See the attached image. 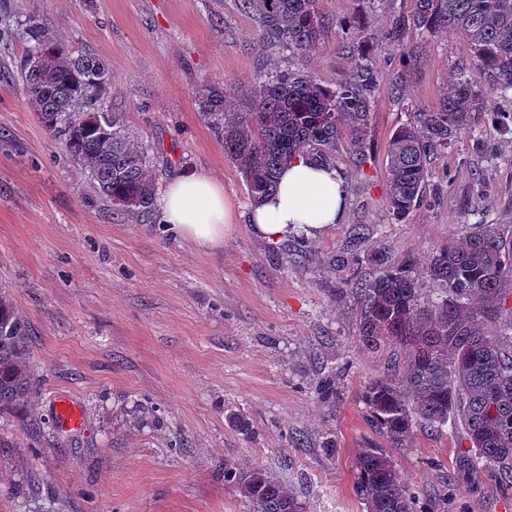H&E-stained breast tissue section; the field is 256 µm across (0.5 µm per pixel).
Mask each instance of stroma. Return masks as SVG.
<instances>
[{
	"label": "stroma",
	"mask_w": 512,
	"mask_h": 512,
	"mask_svg": "<svg viewBox=\"0 0 512 512\" xmlns=\"http://www.w3.org/2000/svg\"><path fill=\"white\" fill-rule=\"evenodd\" d=\"M0 23V291L29 321L30 408L0 412V512H252L224 465L260 466L306 512H366L359 452L383 439L363 395L392 350L359 339V298L344 278L411 262L424 298L428 260L475 224L512 223V134L480 123L431 155L419 205L388 206L387 149L418 108L433 109L453 66L485 84L456 32L426 37L413 58L384 38L414 0H319L325 34L307 58L264 43L238 0H6ZM32 15L110 69L105 110L127 116L157 188L191 170L220 180L236 214L223 247L203 250L101 195L54 144L23 96L17 31ZM377 77L364 149L342 138L328 162L347 185L341 223L279 244L255 236L238 168L197 109L201 86L279 72L322 86ZM334 395H321L324 383ZM80 428L61 426L57 402ZM245 419L241 430L237 419ZM453 428L416 431L393 452L420 512H512V491L478 471L454 489Z\"/></svg>",
	"instance_id": "35a3bbf8"
}]
</instances>
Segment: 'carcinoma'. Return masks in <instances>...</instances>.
<instances>
[{"mask_svg": "<svg viewBox=\"0 0 512 512\" xmlns=\"http://www.w3.org/2000/svg\"><path fill=\"white\" fill-rule=\"evenodd\" d=\"M267 40L306 58L324 33L318 0H239ZM451 30L468 41L474 64L485 75L475 88L457 75L439 106L415 112L414 120L391 136L387 152L390 209L406 217L422 197L431 153L448 148L456 135L480 120L512 133V113L490 112L487 98L512 90V0H415L410 15L395 18L386 39L407 57L411 31ZM27 50L17 63L22 88L40 122L98 191L126 211L146 214L156 200V175L144 153L129 141L122 113L101 110L109 90V67L96 56L73 53L32 19L22 32ZM374 75L361 65L359 81L328 89L298 73L266 77L239 88L212 83L196 92L198 112L224 142L252 201L273 193L277 174L295 155L315 151L322 158L345 135L363 143L369 125ZM439 291L421 298L408 266L365 282L346 280L339 291L361 297L359 337L372 351L403 353L392 374L372 382L363 401L374 430L388 447H410L416 428L439 431L461 426L455 486L472 493L480 466L492 469L512 491V351L488 325L505 321L512 329V230L477 224L448 238L429 263ZM29 322L0 295V411L32 402ZM356 491L367 512H417L415 488L400 476L383 448L363 449L355 462ZM224 481L250 502L253 512H305L286 484L258 467L224 465Z\"/></svg>", "mask_w": 512, "mask_h": 512, "instance_id": "carcinoma-1", "label": "carcinoma"}]
</instances>
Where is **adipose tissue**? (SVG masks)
<instances>
[{"label":"adipose tissue","instance_id":"1","mask_svg":"<svg viewBox=\"0 0 512 512\" xmlns=\"http://www.w3.org/2000/svg\"><path fill=\"white\" fill-rule=\"evenodd\" d=\"M347 190L341 174L310 155H297L278 176V189L247 216L258 237L281 242L288 237L316 236L344 217ZM161 218L173 229L208 250L223 246L234 213L223 185L187 171L177 176L160 200Z\"/></svg>","mask_w":512,"mask_h":512}]
</instances>
